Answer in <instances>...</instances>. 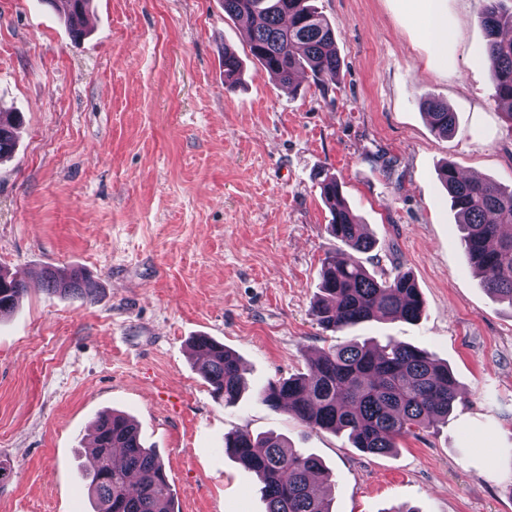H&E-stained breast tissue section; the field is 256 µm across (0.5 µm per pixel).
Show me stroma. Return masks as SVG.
Wrapping results in <instances>:
<instances>
[{
  "label": "stroma",
  "instance_id": "1",
  "mask_svg": "<svg viewBox=\"0 0 512 512\" xmlns=\"http://www.w3.org/2000/svg\"><path fill=\"white\" fill-rule=\"evenodd\" d=\"M343 60L335 93L279 85L222 0H91L86 33L61 0H0V109L23 115L0 162V266L27 294L0 317V512H92L77 472L93 423L117 411L161 457L174 512H265L256 477L224 453L234 430L272 433L332 473V512H512V307L474 276L438 171L512 185V127L482 61L479 0H314ZM242 60L224 85L222 47ZM456 116L435 134L420 107ZM336 175L375 240L362 261L411 273L413 322L322 331V261L344 251L317 185ZM82 267L95 301L61 298L46 265ZM235 352L247 389L215 399L190 342ZM388 339L447 362V422L375 455L261 403L320 351ZM423 109L428 117L430 126L439 136L448 137L455 126V115L448 106L435 98L425 97Z\"/></svg>",
  "mask_w": 512,
  "mask_h": 512
}]
</instances>
